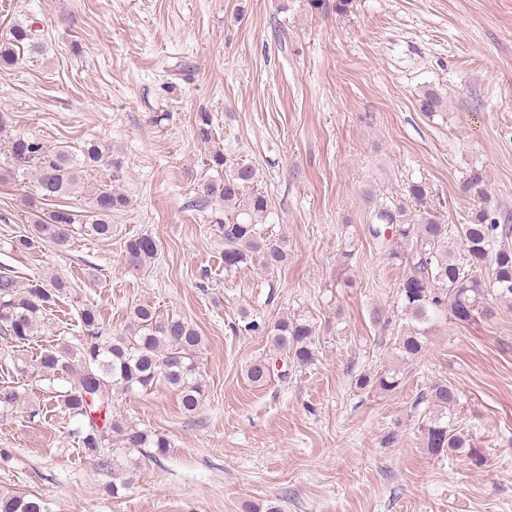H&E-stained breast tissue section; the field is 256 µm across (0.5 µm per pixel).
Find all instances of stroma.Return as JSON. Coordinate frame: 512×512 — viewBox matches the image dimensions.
<instances>
[{
    "instance_id": "stroma-1",
    "label": "stroma",
    "mask_w": 512,
    "mask_h": 512,
    "mask_svg": "<svg viewBox=\"0 0 512 512\" xmlns=\"http://www.w3.org/2000/svg\"><path fill=\"white\" fill-rule=\"evenodd\" d=\"M12 24L37 32L0 70L12 132L73 152L100 141L109 165L86 193L110 180L130 199L111 239L78 231L69 251L19 253L31 187L0 180V265L72 286L40 345L74 343L78 302L117 334L130 305L148 301L204 337L205 394L192 415L163 387L119 401L117 418L171 448L157 461L123 455L134 481L114 496L111 471L73 444L47 382L0 337V388L21 394L0 409V494L41 496L47 512H245L271 500L282 512H512L511 304L496 302L490 321L434 323L396 392L354 387L391 360L409 267L389 252H413L369 234L364 189L382 201L423 183L456 227L482 203L464 188L478 170L483 204L512 214V0H352L344 15L336 0H0V30ZM431 88L448 107L428 116L417 100ZM157 112L169 119L156 127ZM200 112L228 158L255 169L271 201L264 231L288 247L281 269L225 275L210 212L190 206L205 174ZM86 193L68 206L82 210ZM141 234L158 255L131 273L121 245ZM286 314L312 319L317 359L254 385L246 369L264 338L246 321ZM436 379L457 388L486 466L423 447L411 406Z\"/></svg>"
}]
</instances>
